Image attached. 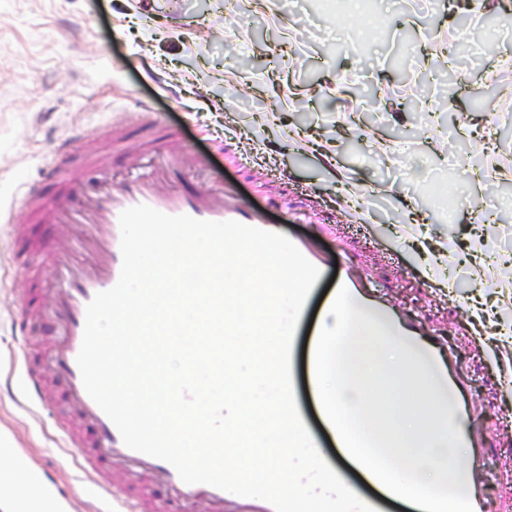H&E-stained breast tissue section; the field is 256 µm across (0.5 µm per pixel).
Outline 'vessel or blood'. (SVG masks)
I'll return each mask as SVG.
<instances>
[{"label": "vessel or blood", "mask_w": 512, "mask_h": 512, "mask_svg": "<svg viewBox=\"0 0 512 512\" xmlns=\"http://www.w3.org/2000/svg\"><path fill=\"white\" fill-rule=\"evenodd\" d=\"M166 171L155 178L134 177L121 188L103 187L95 196L80 202L74 216L89 230L83 245L91 259L77 270L67 271L58 287L46 289L45 295L57 322L58 337L47 355L43 369L28 368L18 375L0 376V390L13 400L38 412L49 410L50 397L45 389V376L64 384L66 395L78 408L83 438L77 448L87 459L85 472L91 489L108 499L114 512H179L180 506L192 512H223L227 491L208 484H188L167 462L127 448L107 415L87 393L77 355L85 327L86 308L97 293L112 288L122 267L119 216L129 207L144 204L168 215L186 214L198 220L222 222L234 220L242 224L272 230V223L233 194L216 188L210 194H188L166 186ZM336 281L353 297L356 307L374 319L392 337L407 343L412 356L425 373L437 374L436 395L442 407L462 423L460 435L466 448L486 449L497 440L490 434H476L467 427L471 413L462 393L463 384L454 373L455 353L428 336L420 327L407 323L397 309L376 288L366 287L352 269L342 268ZM133 465L135 473L149 485L161 484L166 496L133 500L125 496L113 479L119 466ZM459 479L467 488L474 512H486L483 488L487 476L482 468L464 467ZM0 500L7 501L10 512H79L78 499L62 489L48 474L37 469L32 490L17 486L9 473L0 474Z\"/></svg>", "instance_id": "b4317fda"}]
</instances>
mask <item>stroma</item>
Instances as JSON below:
<instances>
[{"label": "stroma", "mask_w": 512, "mask_h": 512, "mask_svg": "<svg viewBox=\"0 0 512 512\" xmlns=\"http://www.w3.org/2000/svg\"><path fill=\"white\" fill-rule=\"evenodd\" d=\"M378 23L329 0H0V356L26 351L37 363L54 340L50 318L12 334L26 297L85 258L82 225L32 217L23 181L66 145L83 189L153 175L171 137L184 158L169 173L179 188L224 184L327 257L352 261L381 282L404 318L459 347L457 372L482 429L512 416V0H480L466 25L454 0H373ZM150 107L153 120L139 118ZM233 120L241 153L275 160L242 174L216 144ZM311 194L319 216L285 217L266 190ZM366 221L371 236L345 247L333 226ZM43 247L38 280L11 260L15 225ZM398 252L390 265L387 256ZM325 296L301 315L295 400L314 443L362 480L343 454L316 394L311 362ZM53 415L0 395V435L78 497L81 512H109L85 485L82 457L62 429L79 430L57 383ZM495 475L488 512L512 498V445L481 462Z\"/></svg>", "instance_id": "obj_1"}]
</instances>
